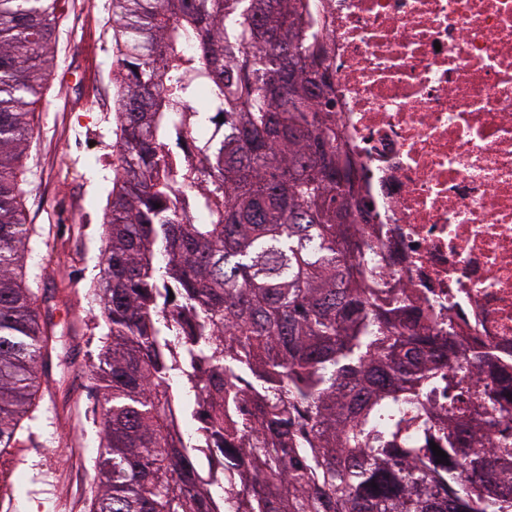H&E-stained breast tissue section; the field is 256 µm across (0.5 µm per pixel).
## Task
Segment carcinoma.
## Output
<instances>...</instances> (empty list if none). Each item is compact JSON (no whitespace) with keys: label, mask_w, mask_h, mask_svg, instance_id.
Returning a JSON list of instances; mask_svg holds the SVG:
<instances>
[{"label":"carcinoma","mask_w":512,"mask_h":512,"mask_svg":"<svg viewBox=\"0 0 512 512\" xmlns=\"http://www.w3.org/2000/svg\"><path fill=\"white\" fill-rule=\"evenodd\" d=\"M58 4L0 0V459L39 408L49 354L23 159ZM324 26L309 0H112L90 512H512V447L487 442L512 423V369L374 287L332 85L309 79L316 64L329 75ZM220 116L221 134H197ZM191 133L174 170L171 146ZM486 367L471 405L463 373ZM437 391L443 463L397 446ZM210 440L232 466L204 485L196 449Z\"/></svg>","instance_id":"cac0c4a2"}]
</instances>
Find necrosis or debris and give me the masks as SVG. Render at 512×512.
<instances>
[{
    "label": "necrosis or debris",
    "mask_w": 512,
    "mask_h": 512,
    "mask_svg": "<svg viewBox=\"0 0 512 512\" xmlns=\"http://www.w3.org/2000/svg\"><path fill=\"white\" fill-rule=\"evenodd\" d=\"M357 235L434 327L512 360V0H311Z\"/></svg>",
    "instance_id": "necrosis-or-debris-1"
}]
</instances>
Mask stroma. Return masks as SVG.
Instances as JSON below:
<instances>
[{
    "mask_svg": "<svg viewBox=\"0 0 512 512\" xmlns=\"http://www.w3.org/2000/svg\"><path fill=\"white\" fill-rule=\"evenodd\" d=\"M111 13V0H61L52 42L57 67L34 114L39 137L24 160L31 180L26 219L38 244L30 268L41 277L40 307L48 314L54 351L40 372L41 406L17 453L0 460L24 488L16 512H88L95 488L101 408L91 366L105 322L92 294L115 140ZM75 21L82 46L73 52ZM89 53L99 64L91 95L82 80ZM90 154L100 157L98 167L85 168ZM49 192L74 212L67 233H60L45 207Z\"/></svg>",
    "mask_w": 512,
    "mask_h": 512,
    "instance_id": "35a3bbf8",
    "label": "stroma"
}]
</instances>
